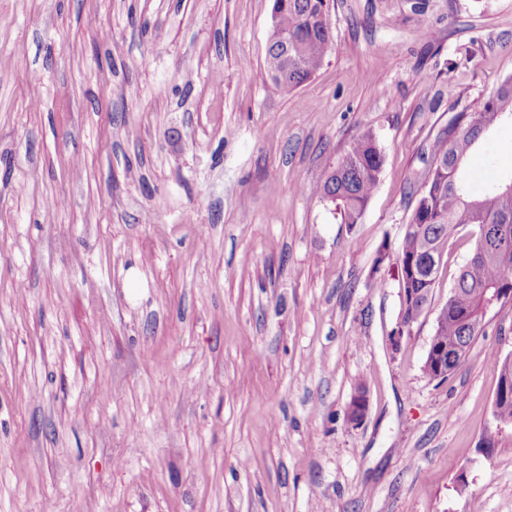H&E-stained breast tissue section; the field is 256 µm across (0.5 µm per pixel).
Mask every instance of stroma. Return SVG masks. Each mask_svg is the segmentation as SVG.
Listing matches in <instances>:
<instances>
[{
  "label": "stroma",
  "mask_w": 512,
  "mask_h": 512,
  "mask_svg": "<svg viewBox=\"0 0 512 512\" xmlns=\"http://www.w3.org/2000/svg\"><path fill=\"white\" fill-rule=\"evenodd\" d=\"M414 2L330 0L284 94L271 0H0V512H512V306L431 378L472 242L406 330L397 262L434 140L512 77V0ZM368 131L345 224L311 190Z\"/></svg>",
  "instance_id": "stroma-1"
}]
</instances>
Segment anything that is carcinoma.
<instances>
[{"label": "carcinoma", "mask_w": 512, "mask_h": 512, "mask_svg": "<svg viewBox=\"0 0 512 512\" xmlns=\"http://www.w3.org/2000/svg\"><path fill=\"white\" fill-rule=\"evenodd\" d=\"M334 35L328 23V0H288V9L270 27L265 68L273 85L291 92L310 79L331 51ZM288 67V79L275 75ZM512 121V78L470 114H461L435 140L432 164L424 181L399 254L406 276L403 324L414 323L423 312L412 299L421 288H433L445 248L465 227L474 228L470 257L460 267L443 316L432 340L448 348V373L461 364L472 343L483 332L486 307L499 290H512V236L499 234L502 224L512 225V177L495 178L478 186L468 177L471 156L483 151L492 128ZM383 159L370 132L362 134L342 160L316 187L315 194L336 204L341 223L356 224L376 190ZM433 262V276L416 279L406 266L411 260Z\"/></svg>", "instance_id": "obj_1"}]
</instances>
